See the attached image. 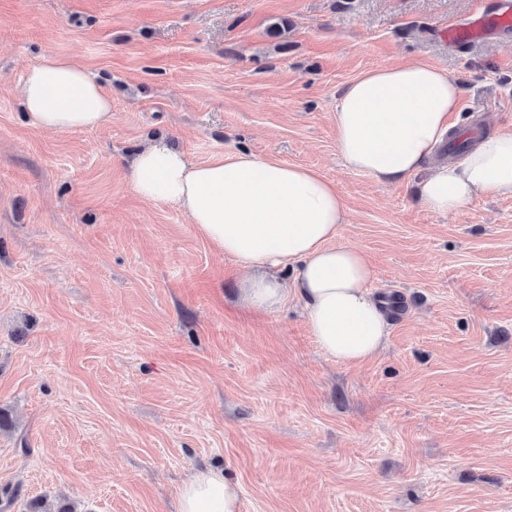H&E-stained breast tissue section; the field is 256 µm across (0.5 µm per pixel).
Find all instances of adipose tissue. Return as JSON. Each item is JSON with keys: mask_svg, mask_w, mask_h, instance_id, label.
I'll return each instance as SVG.
<instances>
[{"mask_svg": "<svg viewBox=\"0 0 512 512\" xmlns=\"http://www.w3.org/2000/svg\"><path fill=\"white\" fill-rule=\"evenodd\" d=\"M460 101L458 83L439 67L369 69L340 92L337 150L349 170L382 183L421 176V202L438 213L457 211L478 195H512V131L487 134L461 162L424 173ZM22 106L51 131L92 129L112 117V98L100 83L57 55L29 67ZM130 178L139 197L179 207L246 269L241 299L248 308L275 313L296 297L319 349L341 363H363L383 349L387 309L370 290L374 267L363 251L337 243L347 206L318 173L247 151L195 164L160 139L135 151ZM284 263L297 267L289 287L263 272ZM175 512H239L238 491L224 471H200L182 484Z\"/></svg>", "mask_w": 512, "mask_h": 512, "instance_id": "adipose-tissue-1", "label": "adipose tissue"}]
</instances>
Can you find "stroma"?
Segmentation results:
<instances>
[{
    "instance_id": "stroma-1",
    "label": "stroma",
    "mask_w": 512,
    "mask_h": 512,
    "mask_svg": "<svg viewBox=\"0 0 512 512\" xmlns=\"http://www.w3.org/2000/svg\"><path fill=\"white\" fill-rule=\"evenodd\" d=\"M504 2L0 0V512H173L205 468L240 512H512V197L431 211L348 170L334 121L362 72L425 62L459 83V128L512 130V29L448 41ZM47 54L102 84L110 122L34 123ZM157 137L334 183L337 240L392 305L380 354L327 357L298 300L243 307L235 260L133 192Z\"/></svg>"
}]
</instances>
